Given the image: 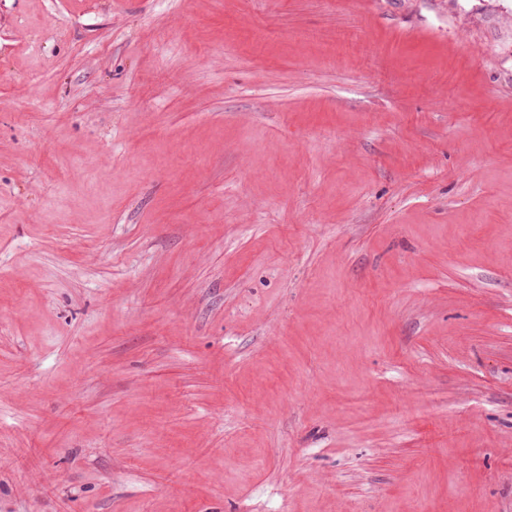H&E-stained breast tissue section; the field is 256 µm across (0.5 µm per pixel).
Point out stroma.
Here are the masks:
<instances>
[{"label": "stroma", "mask_w": 512, "mask_h": 512, "mask_svg": "<svg viewBox=\"0 0 512 512\" xmlns=\"http://www.w3.org/2000/svg\"><path fill=\"white\" fill-rule=\"evenodd\" d=\"M0 512H512V0H0Z\"/></svg>", "instance_id": "obj_1"}]
</instances>
